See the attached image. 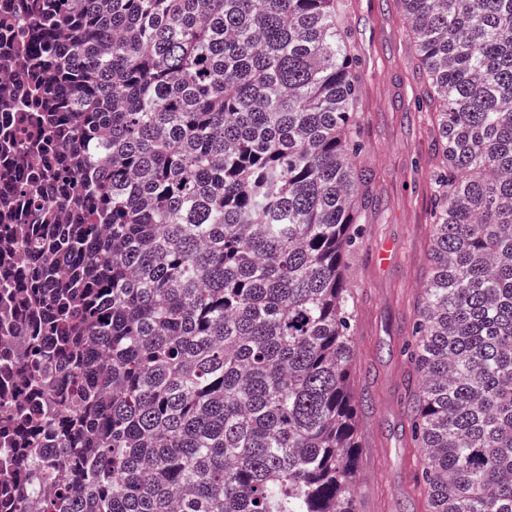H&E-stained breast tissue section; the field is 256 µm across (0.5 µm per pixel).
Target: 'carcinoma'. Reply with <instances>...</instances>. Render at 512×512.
<instances>
[{
    "label": "carcinoma",
    "instance_id": "obj_1",
    "mask_svg": "<svg viewBox=\"0 0 512 512\" xmlns=\"http://www.w3.org/2000/svg\"><path fill=\"white\" fill-rule=\"evenodd\" d=\"M338 0H0V512H357ZM436 112L428 512H512V0H399Z\"/></svg>",
    "mask_w": 512,
    "mask_h": 512
}]
</instances>
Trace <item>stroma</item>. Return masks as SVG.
<instances>
[{
  "instance_id": "35a3bbf8",
  "label": "stroma",
  "mask_w": 512,
  "mask_h": 512,
  "mask_svg": "<svg viewBox=\"0 0 512 512\" xmlns=\"http://www.w3.org/2000/svg\"><path fill=\"white\" fill-rule=\"evenodd\" d=\"M359 58L360 159L371 177L362 235L345 264L354 302L349 373L356 408L359 512H427L411 436L420 376L408 354L430 266L435 115L398 0H344Z\"/></svg>"
}]
</instances>
